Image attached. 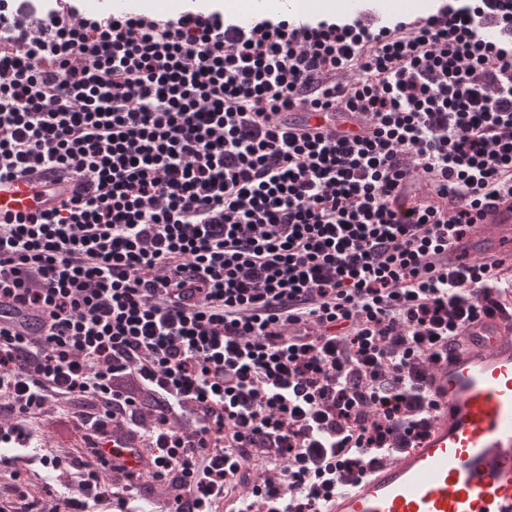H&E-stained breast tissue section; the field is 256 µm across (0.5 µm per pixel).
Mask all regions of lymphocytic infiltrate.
<instances>
[{"mask_svg":"<svg viewBox=\"0 0 512 512\" xmlns=\"http://www.w3.org/2000/svg\"><path fill=\"white\" fill-rule=\"evenodd\" d=\"M299 105L374 129L285 130ZM37 167L77 184L0 221V302L41 320L0 327L6 411L145 428L176 512H322L423 433L430 369L512 291L446 260L512 196V0L382 27L0 0V180Z\"/></svg>","mask_w":512,"mask_h":512,"instance_id":"lymphocytic-infiltrate-1","label":"lymphocytic infiltrate"}]
</instances>
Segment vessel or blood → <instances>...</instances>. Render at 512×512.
<instances>
[{
    "label": "vessel or blood",
    "instance_id": "b4317fda",
    "mask_svg": "<svg viewBox=\"0 0 512 512\" xmlns=\"http://www.w3.org/2000/svg\"><path fill=\"white\" fill-rule=\"evenodd\" d=\"M281 120L328 134L354 123L348 113L304 105ZM71 194V183L36 174L0 181V216L47 210ZM452 250L468 262L512 258V198L497 201ZM426 388L432 405L425 436L362 479L338 485L327 512H512V317L497 311L471 326ZM125 442L120 463L136 474L152 471L138 436Z\"/></svg>",
    "mask_w": 512,
    "mask_h": 512
}]
</instances>
